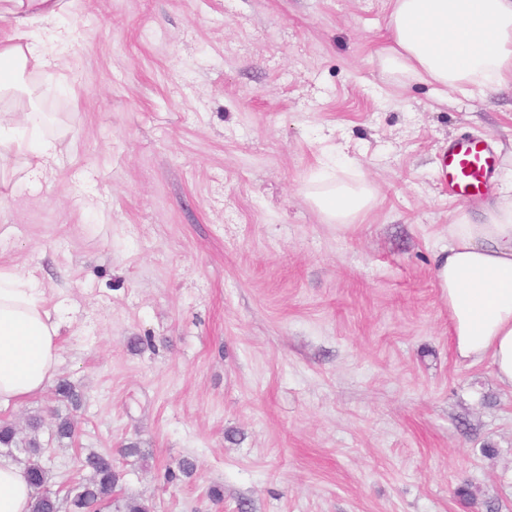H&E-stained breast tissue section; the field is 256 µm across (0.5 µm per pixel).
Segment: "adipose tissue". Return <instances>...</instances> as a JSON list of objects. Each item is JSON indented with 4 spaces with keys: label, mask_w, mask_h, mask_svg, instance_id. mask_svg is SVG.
<instances>
[{
    "label": "adipose tissue",
    "mask_w": 512,
    "mask_h": 512,
    "mask_svg": "<svg viewBox=\"0 0 512 512\" xmlns=\"http://www.w3.org/2000/svg\"><path fill=\"white\" fill-rule=\"evenodd\" d=\"M56 0H8L0 20L12 18L16 34L0 42V95L14 90L20 71L40 70L42 54L25 30L56 12ZM389 62L409 76L439 83L449 92L512 82V0H394L388 27ZM41 112L0 109V154L26 156L31 176L53 159L52 141L18 137L43 124ZM365 188L338 185L321 193L320 211L343 228L368 206ZM434 276L448 304L449 332L458 355L491 361L501 385L512 388V202L486 210L483 220L459 214L448 227V249ZM58 310L48 308L41 282L0 266V413L42 392L55 376L61 345ZM32 488L23 467L0 456V512H30Z\"/></svg>",
    "instance_id": "adipose-tissue-1"
}]
</instances>
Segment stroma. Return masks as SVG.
<instances>
[{"instance_id":"obj_1","label":"stroma","mask_w":512,"mask_h":512,"mask_svg":"<svg viewBox=\"0 0 512 512\" xmlns=\"http://www.w3.org/2000/svg\"><path fill=\"white\" fill-rule=\"evenodd\" d=\"M60 3L27 37L49 67L0 100L59 107L39 182L0 160V266L60 309L84 392L6 414L71 411L52 489L93 449L157 512H512V389L458 357L433 275L458 214L512 194V84L392 69L393 0ZM460 136L499 157L475 201L436 179ZM334 184L371 185L356 228L315 206Z\"/></svg>"}]
</instances>
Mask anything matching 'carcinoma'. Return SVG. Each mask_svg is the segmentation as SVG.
<instances>
[{
    "label": "carcinoma",
    "mask_w": 512,
    "mask_h": 512,
    "mask_svg": "<svg viewBox=\"0 0 512 512\" xmlns=\"http://www.w3.org/2000/svg\"><path fill=\"white\" fill-rule=\"evenodd\" d=\"M56 394L73 409L82 405V395L67 380L56 387ZM49 427V442L73 440L76 427L68 414L53 411ZM43 421L34 415L29 418L27 432L21 433L14 424L0 421V454H8L22 463L33 489L31 512H157L156 504L144 498L114 497L120 473L115 469L112 455L93 449L77 456L78 470L83 475L64 486L63 492L50 488V469L42 461L44 444L41 440Z\"/></svg>",
    "instance_id": "obj_1"
}]
</instances>
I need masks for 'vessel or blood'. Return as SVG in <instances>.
<instances>
[{"label":"vessel or blood","instance_id":"vessel-or-blood-1","mask_svg":"<svg viewBox=\"0 0 512 512\" xmlns=\"http://www.w3.org/2000/svg\"><path fill=\"white\" fill-rule=\"evenodd\" d=\"M496 158L480 139H462L445 148L439 159V174L443 189L449 196L471 200L480 196Z\"/></svg>","mask_w":512,"mask_h":512}]
</instances>
